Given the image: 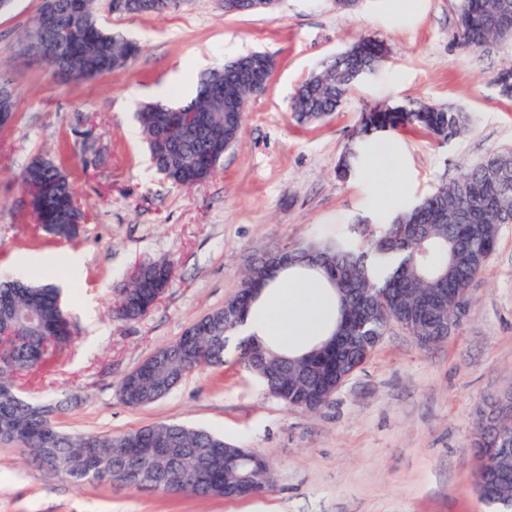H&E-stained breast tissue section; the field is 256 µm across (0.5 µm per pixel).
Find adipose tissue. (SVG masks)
Returning a JSON list of instances; mask_svg holds the SVG:
<instances>
[{"label":"adipose tissue","instance_id":"ef3b65f1","mask_svg":"<svg viewBox=\"0 0 512 512\" xmlns=\"http://www.w3.org/2000/svg\"><path fill=\"white\" fill-rule=\"evenodd\" d=\"M370 164L382 198L392 199L402 168L399 151L391 143H378ZM336 308V294L318 271L287 269L261 292L241 333L277 353L299 355L330 336Z\"/></svg>","mask_w":512,"mask_h":512}]
</instances>
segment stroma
<instances>
[{"mask_svg":"<svg viewBox=\"0 0 512 512\" xmlns=\"http://www.w3.org/2000/svg\"><path fill=\"white\" fill-rule=\"evenodd\" d=\"M42 0H14L0 14V78L18 92L16 119L0 128V278L25 253L58 262L51 283L78 253L84 274L63 291L69 345L21 376L34 402L73 398L58 415L67 434L120 436L158 423L205 428L264 456L272 491L247 500L171 495L108 482L74 484L41 469L27 451L0 443V512H489L476 490L470 441L491 398L512 385V224L472 288V304L447 340L424 349L404 330L382 337L371 358L316 412L288 407L227 354L221 367L186 374L160 400L125 405L122 378L177 341L239 290L250 261L322 237L348 236L359 219L379 231L386 214L370 167L341 177L337 167L361 112L407 102L453 105L471 123L442 144L417 130L381 133L403 155L397 192L412 204L457 179L489 151L512 147V98L494 79L512 69V37L466 47L457 0H277L268 11L225 14L221 0H180L155 16L112 15L102 25L136 41L127 67L90 81H63L18 42ZM382 42L378 71L344 104L308 125L292 117L299 85L360 38ZM261 51L275 70L249 107L241 136L215 173L194 188L152 167L143 137L132 138L141 105L168 85L170 102L208 68ZM58 164L86 213L66 241L35 224L20 175L36 155ZM168 261L173 279L141 319L115 318L117 287L142 264Z\"/></svg>","mask_w":512,"mask_h":512,"instance_id":"1","label":"stroma"}]
</instances>
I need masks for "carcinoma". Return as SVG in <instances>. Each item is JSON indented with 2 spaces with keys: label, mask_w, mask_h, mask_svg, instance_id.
<instances>
[{
  "label": "carcinoma",
  "mask_w": 512,
  "mask_h": 512,
  "mask_svg": "<svg viewBox=\"0 0 512 512\" xmlns=\"http://www.w3.org/2000/svg\"><path fill=\"white\" fill-rule=\"evenodd\" d=\"M61 6L69 33V57L84 64L87 77L112 70L119 60L136 57L137 43L106 31L96 14V0H55ZM176 6V0H126V14L155 15ZM458 24L465 44L484 49L502 37V32L483 26L484 19L502 10L512 16V0H458ZM385 46L371 38L353 44L345 55L331 61L299 86L291 105L299 121L322 119L337 110L354 84L380 66ZM250 55L224 63V74L208 70L197 84L212 80L224 82V95H240L246 86H262L273 73L275 63L267 58L262 70L245 65ZM251 99L242 98L241 111L226 112L224 103H199L192 99L182 106L198 112L197 123L174 141L168 151L157 154L153 145L166 128L175 108L162 101L148 102L138 112L152 165L173 185L191 188L207 181L217 170L224 152L238 141ZM470 122L461 108L422 104L396 105L388 112L369 109L361 113L358 135L361 145L350 148L342 157L338 174L345 176L362 160L369 148L365 138L390 130H423L441 143L460 137ZM28 204L36 224L46 234L63 240L79 236L83 211L67 174L50 158L38 155L30 160L21 175ZM512 224V150L489 152L478 164L456 180L440 184L419 202L404 208L383 225L378 233H365L362 239L338 237L313 241L294 250L292 266L306 267V253L314 251L326 258L332 273L326 280L336 291L338 317L331 337L336 339V356L325 357L317 345L292 364L308 368L317 382L329 374L331 364L356 372L368 360L375 346L372 341L384 336L394 325L404 324L418 345L438 344L443 317L453 318L458 297L471 293L474 282L485 270L496 250L501 226ZM143 273H134L118 296L124 304L114 314L124 320L146 315L142 309ZM278 277L261 258L248 268L244 282L262 280L268 285ZM212 338L191 360L176 354V344L163 351L170 353L163 371L164 386L173 388L187 373L199 367L224 365L230 336L240 322L224 317L219 308L207 314ZM20 338L12 349L8 376L0 378V441L20 442L37 464L45 468L55 462L57 473L82 484L105 481L96 464L81 461L86 441L95 438L99 454L109 458L113 448H125L145 435L165 433L185 448H209L224 438L208 431L160 422L130 433L112 437L100 434L67 435L51 424L47 413L66 410L65 403L31 404L16 392L12 377L42 366L50 351L61 350L70 338L68 320L60 302V292L52 284L21 280L0 281V331ZM240 363L253 371L262 383L263 361L251 339L238 342ZM471 448L484 469L505 476L488 506L499 512H512V416L501 417L495 433L482 424L474 425Z\"/></svg>",
  "instance_id": "carcinoma-1"
}]
</instances>
